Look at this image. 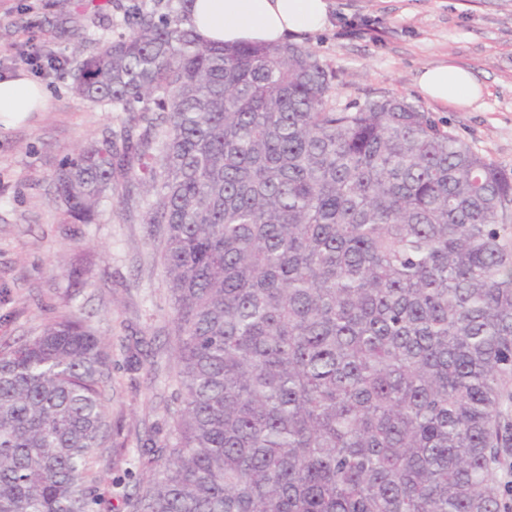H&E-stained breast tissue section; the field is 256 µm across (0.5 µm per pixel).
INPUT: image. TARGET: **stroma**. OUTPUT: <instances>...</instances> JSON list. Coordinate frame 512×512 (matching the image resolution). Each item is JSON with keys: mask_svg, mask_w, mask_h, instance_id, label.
<instances>
[{"mask_svg": "<svg viewBox=\"0 0 512 512\" xmlns=\"http://www.w3.org/2000/svg\"><path fill=\"white\" fill-rule=\"evenodd\" d=\"M155 13L178 0H0V77L26 70L51 99L45 112L0 126V344L37 331L59 312L88 319L112 357V441L93 470L100 512H130L140 450L164 418L175 371V324L158 235L144 224L139 189L112 185L95 224H68L53 202L60 162L132 124V114L72 89L86 49L127 28L134 5ZM331 26L302 46L335 68L331 101L398 95L419 105L495 166L512 172V0H330ZM448 61L484 86L477 107L426 100L423 66Z\"/></svg>", "mask_w": 512, "mask_h": 512, "instance_id": "35a3bbf8", "label": "stroma"}]
</instances>
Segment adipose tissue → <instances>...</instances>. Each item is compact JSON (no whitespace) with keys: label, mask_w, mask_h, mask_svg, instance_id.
Returning a JSON list of instances; mask_svg holds the SVG:
<instances>
[{"label":"adipose tissue","mask_w":512,"mask_h":512,"mask_svg":"<svg viewBox=\"0 0 512 512\" xmlns=\"http://www.w3.org/2000/svg\"><path fill=\"white\" fill-rule=\"evenodd\" d=\"M189 23L201 40L234 45L287 43L320 33L329 25L328 0H194ZM417 85L429 100L468 108L482 88L466 68L448 63L422 67ZM50 107L45 89L26 72L0 80V123L11 125Z\"/></svg>","instance_id":"1"}]
</instances>
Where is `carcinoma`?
Segmentation results:
<instances>
[{"label":"carcinoma","instance_id":"1","mask_svg":"<svg viewBox=\"0 0 512 512\" xmlns=\"http://www.w3.org/2000/svg\"><path fill=\"white\" fill-rule=\"evenodd\" d=\"M80 62L137 112L60 163L94 224L112 180L161 231L173 427L131 512H504L512 441V173L393 95L339 107L294 44L215 46L192 0ZM109 353L61 312L0 347V512H98ZM496 485L500 488L504 500L509 504L512 502L510 490L512 485V451L509 448L506 453L500 457L499 463L496 468Z\"/></svg>","mask_w":512,"mask_h":512}]
</instances>
